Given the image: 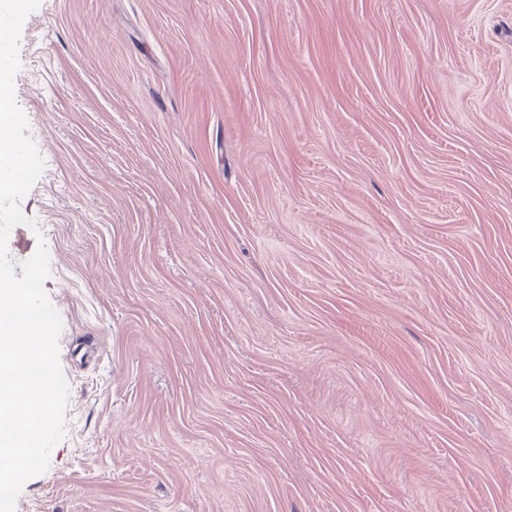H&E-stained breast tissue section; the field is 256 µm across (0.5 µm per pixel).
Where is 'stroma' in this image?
Segmentation results:
<instances>
[{
	"instance_id": "obj_1",
	"label": "stroma",
	"mask_w": 512,
	"mask_h": 512,
	"mask_svg": "<svg viewBox=\"0 0 512 512\" xmlns=\"http://www.w3.org/2000/svg\"><path fill=\"white\" fill-rule=\"evenodd\" d=\"M19 58L16 512H512V0H40Z\"/></svg>"
}]
</instances>
